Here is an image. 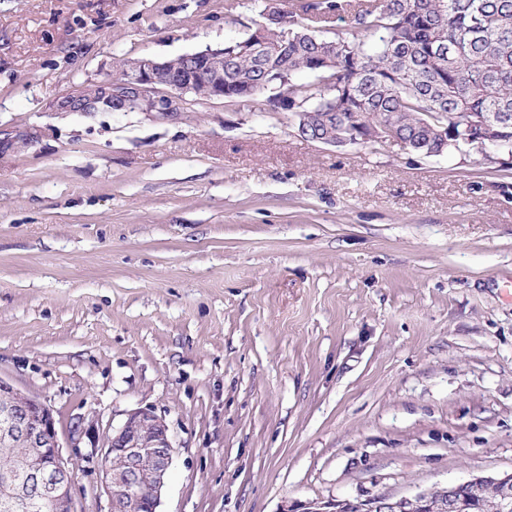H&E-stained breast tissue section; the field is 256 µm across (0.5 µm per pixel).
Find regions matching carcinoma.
<instances>
[{
    "label": "carcinoma",
    "instance_id": "1",
    "mask_svg": "<svg viewBox=\"0 0 512 512\" xmlns=\"http://www.w3.org/2000/svg\"><path fill=\"white\" fill-rule=\"evenodd\" d=\"M348 10L375 43L315 34L313 25ZM275 13L269 5L259 11L264 46L248 52L239 41L225 43L224 98L243 100L284 74L288 81L271 90L288 111L353 145L380 143L371 123L384 119L392 130L386 140L418 155L437 149L445 130L450 154L487 136L489 153L512 157V0H312L288 11L286 29L268 21ZM333 52L336 71H320ZM302 72L326 79L328 94L296 83ZM34 457L31 448L22 455L0 445V512H52L15 498L5 506L10 473Z\"/></svg>",
    "mask_w": 512,
    "mask_h": 512
}]
</instances>
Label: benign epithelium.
I'll return each mask as SVG.
<instances>
[{
  "instance_id": "7a95c632",
  "label": "benign epithelium",
  "mask_w": 512,
  "mask_h": 512,
  "mask_svg": "<svg viewBox=\"0 0 512 512\" xmlns=\"http://www.w3.org/2000/svg\"><path fill=\"white\" fill-rule=\"evenodd\" d=\"M185 65L175 61L142 56L126 62L121 73L69 89L49 105L52 112H184L197 100L200 81L208 82L210 100L224 99V50L206 48L183 54ZM0 398L8 401L0 437L26 448L42 449V464L33 470L22 468L11 477L32 506L51 504L53 512H77L74 500L75 475L63 455L57 421L51 406L0 378ZM175 448L165 419L151 408L130 412L119 427L105 432L104 448L92 451L101 486L110 510L136 509L160 512L162 492ZM146 482L147 492L132 498L133 486ZM481 506L487 512H512V473L477 476L463 483L392 500L378 496L365 500H311L300 510L285 512H473Z\"/></svg>"
}]
</instances>
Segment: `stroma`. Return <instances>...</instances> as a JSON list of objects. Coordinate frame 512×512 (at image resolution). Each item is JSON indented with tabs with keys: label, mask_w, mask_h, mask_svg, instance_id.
<instances>
[{
	"label": "stroma",
	"mask_w": 512,
	"mask_h": 512,
	"mask_svg": "<svg viewBox=\"0 0 512 512\" xmlns=\"http://www.w3.org/2000/svg\"><path fill=\"white\" fill-rule=\"evenodd\" d=\"M300 2L0 0V378L52 407L78 512L139 407L175 447L161 512L512 472V164L337 149L263 94L48 109Z\"/></svg>",
	"instance_id": "1"
}]
</instances>
